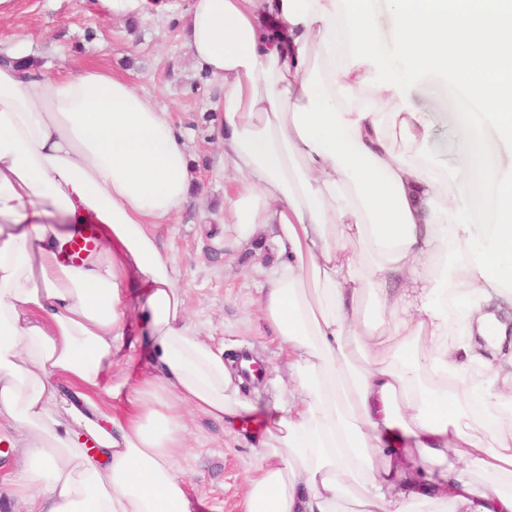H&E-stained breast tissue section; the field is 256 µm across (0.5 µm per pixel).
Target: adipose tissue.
I'll use <instances>...</instances> for the list:
<instances>
[{"mask_svg":"<svg viewBox=\"0 0 512 512\" xmlns=\"http://www.w3.org/2000/svg\"><path fill=\"white\" fill-rule=\"evenodd\" d=\"M385 7L387 42L372 0L190 2L186 46L224 88V226L275 244L260 305L290 388L262 402L190 323L153 232L193 189L167 113L106 69L5 50L0 444L25 451L4 492L27 512H191L185 411L233 427L265 406L245 512H512V0ZM423 76L483 109L457 113L454 164L411 103ZM86 224L99 251L64 264ZM140 342L151 370L109 415Z\"/></svg>","mask_w":512,"mask_h":512,"instance_id":"ef3b65f1","label":"adipose tissue"}]
</instances>
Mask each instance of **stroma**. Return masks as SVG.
<instances>
[{"instance_id": "35a3bbf8", "label": "stroma", "mask_w": 512, "mask_h": 512, "mask_svg": "<svg viewBox=\"0 0 512 512\" xmlns=\"http://www.w3.org/2000/svg\"><path fill=\"white\" fill-rule=\"evenodd\" d=\"M0 18V41L26 51L47 74L108 68L153 96L168 112L192 155L194 200L174 223L160 225L162 248L180 269V285L203 337L237 360L248 354L265 366L264 379L243 383L244 395L286 378V358L256 303L260 270L271 257L268 236L236 244L224 235V174L218 141L221 87L193 62L182 37L189 0H142L137 16L114 14L110 0H11ZM434 95L428 81L411 88L413 103L430 112L433 148L454 161L452 83ZM186 446L178 466L193 512H244L247 479L256 462L259 430L187 413Z\"/></svg>"}]
</instances>
